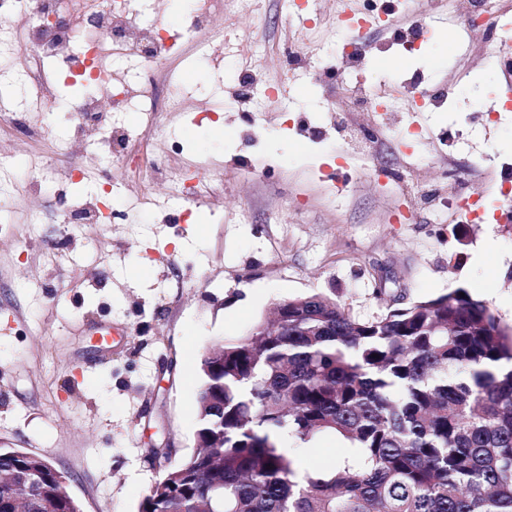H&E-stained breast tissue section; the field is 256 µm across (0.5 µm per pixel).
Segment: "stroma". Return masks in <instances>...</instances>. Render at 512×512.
<instances>
[{"label":"stroma","mask_w":512,"mask_h":512,"mask_svg":"<svg viewBox=\"0 0 512 512\" xmlns=\"http://www.w3.org/2000/svg\"><path fill=\"white\" fill-rule=\"evenodd\" d=\"M340 2L317 0L321 23L300 31L280 17L277 0H265L257 20L226 0L223 38L201 49L184 42L162 72L129 69L128 93L149 85L163 104L170 71L188 101L161 115L176 149L141 138L139 113H116L114 123L132 133L119 161L90 139L80 153L56 152V142L78 135L66 111L76 94L56 84L53 113L25 111L32 94L16 75L30 58L0 56V105L19 111L15 126L0 128V154L12 158L0 172V446L63 473L82 512H139L166 467L151 443L169 444L178 460L195 450L200 355L247 334L277 301L324 294L370 320L383 310L377 287L400 306L462 285L512 326V222L457 221L449 204L466 187L448 179L452 170L469 173L487 211L498 208L497 186L512 165V112L489 123L471 106L503 94V62L491 61L484 39L436 0H388L394 23L368 30L375 55L366 75L396 56L414 16L431 14L434 38L389 79L435 89L458 82L453 111L364 106L323 124L343 76L286 70L281 54L290 40L326 41ZM256 39L265 55L252 56ZM245 68L277 88L289 116L237 102L235 76ZM209 106L220 108L217 121L202 119ZM408 122L422 137L406 148L395 133ZM382 125L392 135L373 163L349 133ZM154 157L164 168L149 186L128 177V160ZM46 161L87 168L82 181L64 185L73 197L111 181V223L79 224L61 238L63 210L31 183ZM184 167L224 172L186 223L167 195L170 174ZM36 216L45 245L27 250Z\"/></svg>","instance_id":"stroma-1"}]
</instances>
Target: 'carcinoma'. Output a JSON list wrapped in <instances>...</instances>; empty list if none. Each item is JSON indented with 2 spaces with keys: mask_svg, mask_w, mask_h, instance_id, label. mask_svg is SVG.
<instances>
[{
  "mask_svg": "<svg viewBox=\"0 0 512 512\" xmlns=\"http://www.w3.org/2000/svg\"><path fill=\"white\" fill-rule=\"evenodd\" d=\"M354 319L325 295L274 303L261 321L203 353L199 448L169 467L141 512H512V326L459 286ZM335 435L347 454L301 468L288 437ZM0 512H80L42 458L0 448Z\"/></svg>",
  "mask_w": 512,
  "mask_h": 512,
  "instance_id": "carcinoma-1",
  "label": "carcinoma"
}]
</instances>
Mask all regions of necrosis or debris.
Here are the masks:
<instances>
[{"label":"necrosis or debris","instance_id":"1","mask_svg":"<svg viewBox=\"0 0 512 512\" xmlns=\"http://www.w3.org/2000/svg\"><path fill=\"white\" fill-rule=\"evenodd\" d=\"M448 12L463 22L481 20L494 32L498 47L512 46V26L505 20L497 0H448ZM0 47L28 52L39 62L51 64L41 87L58 79L84 81L92 91L76 102L79 126L98 122L106 109L95 96L104 90L109 103L129 112L142 107L141 98L129 97L117 78V62L134 60L147 69L164 68L173 43L162 22L139 21L127 0H0ZM372 51L365 39L343 40L338 56H325L324 64L341 62L356 80L343 91L351 105L374 100L373 88L360 80L365 59ZM452 90L432 93L412 86L409 93L393 91L380 105L384 112L438 111L452 98ZM108 103V104H109Z\"/></svg>","mask_w":512,"mask_h":512}]
</instances>
